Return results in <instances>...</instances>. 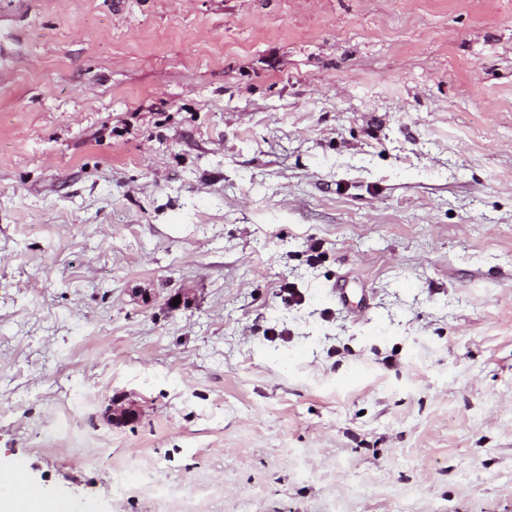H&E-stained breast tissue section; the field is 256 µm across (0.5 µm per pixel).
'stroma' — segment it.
<instances>
[{"instance_id":"stroma-1","label":"stroma","mask_w":512,"mask_h":512,"mask_svg":"<svg viewBox=\"0 0 512 512\" xmlns=\"http://www.w3.org/2000/svg\"><path fill=\"white\" fill-rule=\"evenodd\" d=\"M0 456L512 512V0H0Z\"/></svg>"}]
</instances>
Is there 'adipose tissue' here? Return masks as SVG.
Instances as JSON below:
<instances>
[{
    "instance_id": "1",
    "label": "adipose tissue",
    "mask_w": 512,
    "mask_h": 512,
    "mask_svg": "<svg viewBox=\"0 0 512 512\" xmlns=\"http://www.w3.org/2000/svg\"><path fill=\"white\" fill-rule=\"evenodd\" d=\"M26 463L19 457L0 456V512H31L41 505L46 512H72L73 505L63 498H48L43 489L28 482L19 486L11 481L14 474L25 472Z\"/></svg>"
}]
</instances>
